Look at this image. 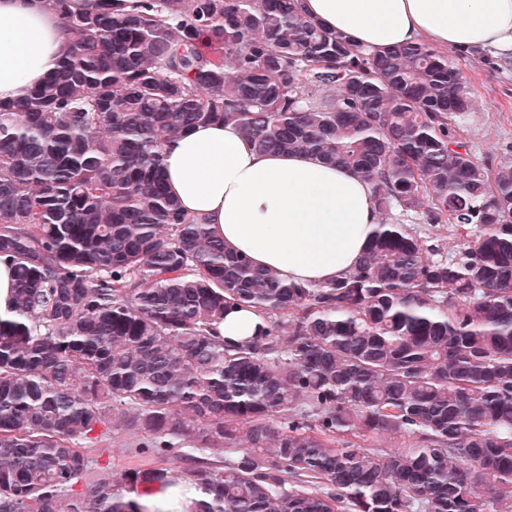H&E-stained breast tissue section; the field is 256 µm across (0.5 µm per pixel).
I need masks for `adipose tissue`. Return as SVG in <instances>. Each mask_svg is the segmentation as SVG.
<instances>
[{"label":"adipose tissue","mask_w":512,"mask_h":512,"mask_svg":"<svg viewBox=\"0 0 512 512\" xmlns=\"http://www.w3.org/2000/svg\"><path fill=\"white\" fill-rule=\"evenodd\" d=\"M304 13L364 50L410 42L512 53V0H301ZM46 0H0V101L17 102L69 54ZM162 178L182 213L255 267L289 283L340 279L364 252L379 214L370 183L304 153L261 152L236 124L197 125L164 149ZM265 316L232 307L229 343L262 336Z\"/></svg>","instance_id":"adipose-tissue-1"}]
</instances>
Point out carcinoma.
<instances>
[{
  "instance_id": "obj_1",
  "label": "carcinoma",
  "mask_w": 512,
  "mask_h": 512,
  "mask_svg": "<svg viewBox=\"0 0 512 512\" xmlns=\"http://www.w3.org/2000/svg\"><path fill=\"white\" fill-rule=\"evenodd\" d=\"M49 5L72 50L0 104V512H143L144 481L193 512H512V145L469 152L455 63L362 50L300 0ZM218 122L354 171L393 223L333 283L255 268L162 181L165 143ZM444 217L454 254L418 230ZM234 305L265 334L216 336ZM116 433L164 467L88 481ZM14 273L11 263L0 261V318L12 315L14 299Z\"/></svg>"
}]
</instances>
